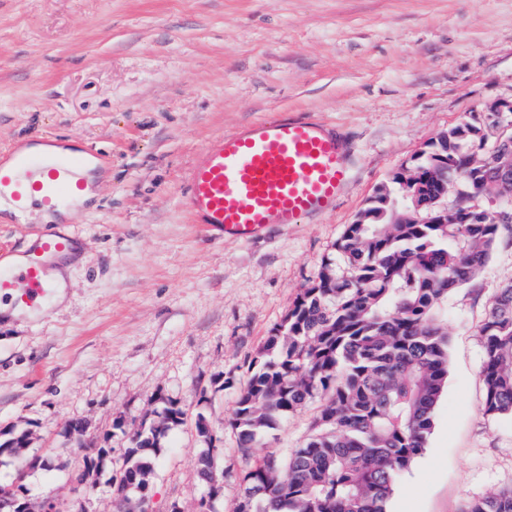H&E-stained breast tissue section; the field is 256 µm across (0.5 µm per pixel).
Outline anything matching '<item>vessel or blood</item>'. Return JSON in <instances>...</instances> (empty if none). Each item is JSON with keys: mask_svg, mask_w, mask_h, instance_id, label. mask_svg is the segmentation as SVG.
I'll list each match as a JSON object with an SVG mask.
<instances>
[{"mask_svg": "<svg viewBox=\"0 0 512 512\" xmlns=\"http://www.w3.org/2000/svg\"><path fill=\"white\" fill-rule=\"evenodd\" d=\"M350 176V150L335 129L311 118L270 117L212 140L186 177L184 203L195 223L251 240L271 226L334 212ZM88 161L75 154L14 151L0 159V205L54 214L94 193ZM74 236L47 229L0 264V303L42 313L52 272Z\"/></svg>", "mask_w": 512, "mask_h": 512, "instance_id": "vessel-or-blood-1", "label": "vessel or blood"}]
</instances>
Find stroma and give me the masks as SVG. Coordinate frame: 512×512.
Here are the masks:
<instances>
[{
  "label": "stroma",
  "instance_id": "35a3bbf8",
  "mask_svg": "<svg viewBox=\"0 0 512 512\" xmlns=\"http://www.w3.org/2000/svg\"><path fill=\"white\" fill-rule=\"evenodd\" d=\"M512 99V0H0V156L37 137L99 152V190L71 215L21 222L0 212V247L51 221L79 237L62 297L46 317L0 314V441L29 431L47 469L0 457V482L24 471L31 495L72 512H112L110 478L132 435L164 404L187 413L161 443L150 512H194L195 461L214 435L234 512L248 462L230 425L257 348L281 323L377 186L448 127ZM312 117L347 133L352 180L336 211L250 241L194 224L188 169L216 136L252 121ZM512 278V224L487 265L438 306L448 379L423 455L388 512H459L512 484V417L484 415L478 326ZM311 402L264 441L305 442ZM83 443L107 448L95 488L73 489Z\"/></svg>",
  "mask_w": 512,
  "mask_h": 512
}]
</instances>
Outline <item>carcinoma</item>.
Instances as JSON below:
<instances>
[{
  "label": "carcinoma",
  "mask_w": 512,
  "mask_h": 512,
  "mask_svg": "<svg viewBox=\"0 0 512 512\" xmlns=\"http://www.w3.org/2000/svg\"><path fill=\"white\" fill-rule=\"evenodd\" d=\"M484 123L448 128L408 168L380 185L336 243L315 281L303 289L252 359L231 419L238 450L256 461L246 471L236 512H388L397 478L427 448L448 377V332L439 302L471 281L490 260L500 225L470 199L486 189ZM459 178L468 191L448 207L447 223L425 220ZM417 189L430 205L423 217L394 211L393 199ZM483 348V412L512 416V280L498 289L478 326ZM323 403L305 444L282 458L262 438L315 398ZM186 413L169 405L157 426L133 435L111 477L115 512H146L134 492L148 487L166 432ZM28 435L0 443V456L29 467ZM94 448L76 478L87 482L107 456ZM195 471L208 502L211 449ZM0 512H39L24 484L0 483ZM460 512H512V485L466 501Z\"/></svg>",
  "instance_id": "carcinoma-1"
}]
</instances>
